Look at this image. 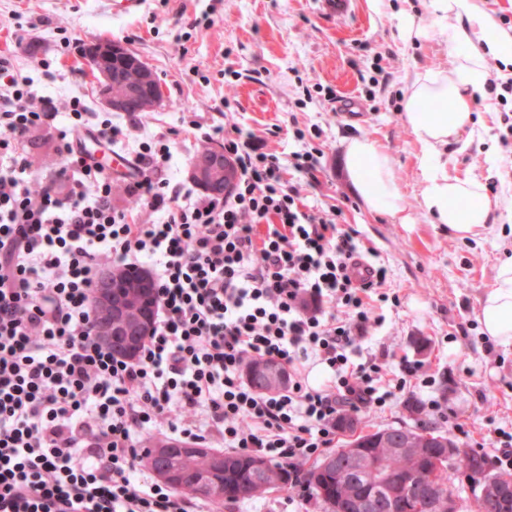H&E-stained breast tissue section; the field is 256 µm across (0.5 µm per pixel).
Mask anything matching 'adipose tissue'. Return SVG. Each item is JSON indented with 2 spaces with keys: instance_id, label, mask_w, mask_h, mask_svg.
Masks as SVG:
<instances>
[{
  "instance_id": "1",
  "label": "adipose tissue",
  "mask_w": 512,
  "mask_h": 512,
  "mask_svg": "<svg viewBox=\"0 0 512 512\" xmlns=\"http://www.w3.org/2000/svg\"><path fill=\"white\" fill-rule=\"evenodd\" d=\"M452 16L466 18L468 24L455 30L451 69L415 73L405 90L402 112L421 148V208L433 223L446 225L465 238L486 227L492 203L480 179L449 174L442 155L446 145L456 143L465 148L478 136L472 107L476 98L487 92L486 59L492 56L512 65V35L499 37L486 49L474 47V40L483 39L492 22L477 11L472 0H432L429 18L405 16L399 30L408 40L429 30L442 35ZM345 163L351 183L370 212L410 223L391 156L380 143L368 137L350 139ZM479 322L483 333L496 344L512 346V259L500 265L494 286L483 296Z\"/></svg>"
}]
</instances>
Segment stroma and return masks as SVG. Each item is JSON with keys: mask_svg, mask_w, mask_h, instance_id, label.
<instances>
[{"mask_svg": "<svg viewBox=\"0 0 512 512\" xmlns=\"http://www.w3.org/2000/svg\"><path fill=\"white\" fill-rule=\"evenodd\" d=\"M146 2L140 15L117 17L95 0H0V57L58 107L79 96L99 117L124 122L127 114L101 103L81 49L106 40L128 44L164 86V104L142 121L156 132L176 129L171 172L180 184L206 145L204 129L213 125L238 126L257 151L283 159L317 149L316 182H301L291 171L286 179L299 184L306 205H341L342 223L389 269L390 299L375 308L382 320L368 324L351 359L359 364L388 351L422 365L431 378L427 386L411 380L384 408L358 411L362 430L423 424L468 448L494 430L512 432V348L491 344L479 323L480 300L512 256V225L504 221L512 205V153L499 139L502 106L490 111L477 101L482 140L464 153L448 147L445 156L449 172H469L488 185L491 224L460 238L420 209V147L401 102L414 70L450 69L451 46L433 35L403 40L398 24L403 14L429 16L431 0H358L355 13L340 22L318 0ZM347 96L355 102L349 114L341 110ZM299 129L305 139L296 138ZM361 136L389 151L412 223L370 213L353 189L345 143ZM490 149L498 156L493 169L484 161ZM431 399L441 403L444 417L426 412Z\"/></svg>", "mask_w": 512, "mask_h": 512, "instance_id": "stroma-1", "label": "stroma"}]
</instances>
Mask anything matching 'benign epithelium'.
<instances>
[{
	"label": "benign epithelium",
	"instance_id": "1",
	"mask_svg": "<svg viewBox=\"0 0 512 512\" xmlns=\"http://www.w3.org/2000/svg\"><path fill=\"white\" fill-rule=\"evenodd\" d=\"M120 58L132 77L124 78L113 70V61ZM84 63L94 77L98 94L107 109L112 112H150L162 105L165 93L161 81L152 67L135 51L119 42H105L90 48L85 53ZM241 176L237 158L224 146L216 144L204 148L189 163L188 179L199 189L215 196H227ZM156 285L150 270L142 267H107L97 278L93 292L95 311L94 335L99 343L117 357L127 360L135 358L137 352L152 335L157 316L154 296ZM375 440L384 448L405 451L417 446V440L407 435L392 439L391 432L380 431ZM460 444L454 440L439 439L426 449L432 463L441 468L448 463ZM174 451L157 449L148 459L153 475L162 482L172 483L188 494L222 492L224 483L220 476L240 466L254 470L267 469V463L257 458H226L219 454L209 457L212 473L218 475L214 482L204 486L188 482L171 464ZM355 460L372 471L376 483L387 488L393 499L411 497L424 504L425 512H462V503L453 495L441 490L431 481H419L411 475L397 476L387 471L381 462L363 453V446L355 438L338 452L322 459L319 472H336V478H346L348 461ZM476 496L467 509L475 512H506L512 505V475L490 472L473 482ZM360 512H372L378 508L377 494L362 493L350 504ZM349 504L336 503L333 512H347Z\"/></svg>",
	"mask_w": 512,
	"mask_h": 512
}]
</instances>
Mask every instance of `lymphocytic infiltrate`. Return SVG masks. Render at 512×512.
Listing matches in <instances>:
<instances>
[{
    "mask_svg": "<svg viewBox=\"0 0 512 512\" xmlns=\"http://www.w3.org/2000/svg\"><path fill=\"white\" fill-rule=\"evenodd\" d=\"M67 109L58 127L56 102L0 58V512H212L145 475L144 441L176 434L287 461L309 504L301 475L334 447L341 414L383 407L422 375L407 360L391 379L385 363L349 358L387 270L356 282L358 233L338 224L341 208L300 209L284 171L313 175L317 153L285 162L214 127L242 170L216 198L173 184L158 132L118 187L74 145L85 100ZM41 127L63 163L40 178L28 138ZM114 264L149 267L156 282L157 324L132 362L93 335L94 285ZM254 359L279 362L287 389L249 387L241 369ZM309 360L329 369L324 384H310Z\"/></svg>",
    "mask_w": 512,
    "mask_h": 512,
    "instance_id": "obj_1",
    "label": "lymphocytic infiltrate"
}]
</instances>
